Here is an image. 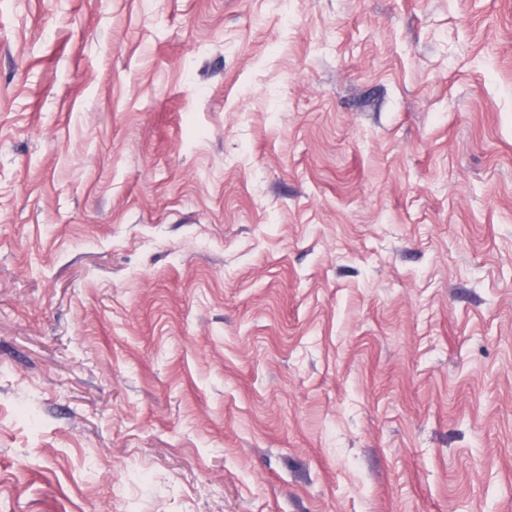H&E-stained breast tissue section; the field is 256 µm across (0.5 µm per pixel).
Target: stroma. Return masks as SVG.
Here are the masks:
<instances>
[{"mask_svg":"<svg viewBox=\"0 0 512 512\" xmlns=\"http://www.w3.org/2000/svg\"><path fill=\"white\" fill-rule=\"evenodd\" d=\"M0 512H512V0H0Z\"/></svg>","mask_w":512,"mask_h":512,"instance_id":"1","label":"stroma"}]
</instances>
